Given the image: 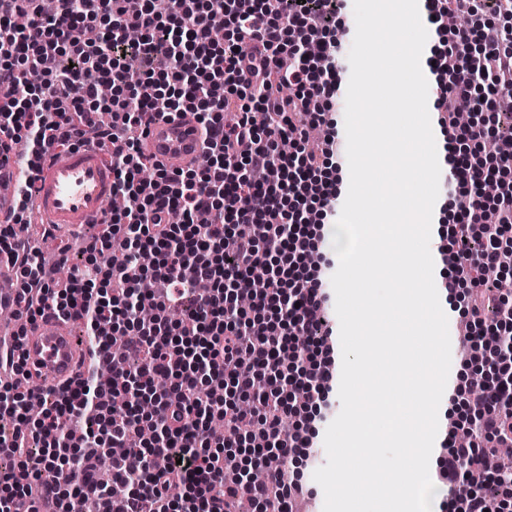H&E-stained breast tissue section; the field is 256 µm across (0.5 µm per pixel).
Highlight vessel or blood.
Instances as JSON below:
<instances>
[{
    "label": "vessel or blood",
    "instance_id": "vessel-or-blood-1",
    "mask_svg": "<svg viewBox=\"0 0 512 512\" xmlns=\"http://www.w3.org/2000/svg\"><path fill=\"white\" fill-rule=\"evenodd\" d=\"M203 145L202 128L189 115L157 118L142 139L144 151L170 170L195 166ZM18 157L15 149L0 156V220L16 206L11 185L23 179L30 187L33 218L55 233L74 235L87 225L108 223L112 165L99 145L82 143L51 151L38 166L26 171ZM17 353L24 370L37 378L39 388L45 391L74 379L86 359L68 322L52 313L26 322Z\"/></svg>",
    "mask_w": 512,
    "mask_h": 512
}]
</instances>
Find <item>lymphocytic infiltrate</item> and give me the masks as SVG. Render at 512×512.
Segmentation results:
<instances>
[{
	"label": "lymphocytic infiltrate",
	"mask_w": 512,
	"mask_h": 512,
	"mask_svg": "<svg viewBox=\"0 0 512 512\" xmlns=\"http://www.w3.org/2000/svg\"><path fill=\"white\" fill-rule=\"evenodd\" d=\"M504 0H425L446 47L433 51L435 106L467 112L448 122L447 145L458 190L440 251L455 263L443 275L449 297L465 301L472 330L466 352L482 350L480 390L458 385L461 408L438 457L448 486L445 512H499L503 500L466 475L494 442L512 440V306L492 303L480 272L512 268V138L483 156L481 113L512 109V28L496 23ZM467 24L444 26L448 12ZM335 0H0V137L22 140L32 157L73 146L75 136L108 146L114 185L128 200L85 248L82 268L50 276L37 251H16V226H28V185L15 189L12 223L0 225V252H11L15 304L27 318L51 311L82 322L109 381L78 376L37 395L23 386L21 362L0 381V512L37 481L54 492V512L105 503V512H231L247 498L254 512H293L302 486L287 463L316 436L331 390L323 261L316 231L336 199L334 133L321 153L307 151V127L324 125L339 83ZM223 29V42L212 38ZM137 70L140 81L128 83ZM45 75L41 86L29 72ZM291 96H281L280 86ZM236 109L238 118L225 123ZM193 113L207 138L205 168L170 172L141 149L140 132L157 118ZM294 142L291 153L278 150ZM496 181L486 197L480 184ZM264 227V238L247 228ZM206 282L203 292L193 282ZM250 295L240 309L237 297ZM154 317L136 315L137 298ZM183 309L185 321L171 317ZM167 389L155 392L157 379ZM126 397L122 418L99 430L112 391ZM40 400L43 412L27 408ZM154 411L143 415L142 400ZM222 413L214 433L209 417ZM256 483L241 476L239 449ZM127 488L113 497L110 483Z\"/></svg>",
	"instance_id": "1"
}]
</instances>
